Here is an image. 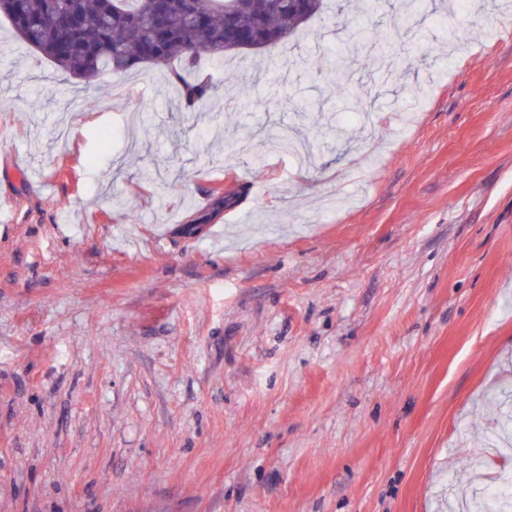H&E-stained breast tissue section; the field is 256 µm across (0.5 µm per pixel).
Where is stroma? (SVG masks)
<instances>
[{
	"label": "stroma",
	"instance_id": "obj_1",
	"mask_svg": "<svg viewBox=\"0 0 512 512\" xmlns=\"http://www.w3.org/2000/svg\"><path fill=\"white\" fill-rule=\"evenodd\" d=\"M352 2L196 120L0 17V512H482L512 469V0ZM340 50L342 99L288 67ZM395 40L394 33L382 34L369 39L365 38L360 32L355 35V43L370 45L380 62H383L385 58L394 59L398 57Z\"/></svg>",
	"mask_w": 512,
	"mask_h": 512
}]
</instances>
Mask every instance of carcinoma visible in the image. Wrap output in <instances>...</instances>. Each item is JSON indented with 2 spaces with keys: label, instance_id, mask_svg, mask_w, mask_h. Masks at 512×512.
Returning a JSON list of instances; mask_svg holds the SVG:
<instances>
[{
  "label": "carcinoma",
  "instance_id": "cac0c4a2",
  "mask_svg": "<svg viewBox=\"0 0 512 512\" xmlns=\"http://www.w3.org/2000/svg\"><path fill=\"white\" fill-rule=\"evenodd\" d=\"M325 0H0L19 39L88 86L121 79L149 64L169 72L179 111L200 112L217 96L200 67L243 49L286 43L320 14ZM393 33L368 44L379 61L398 57ZM336 94L347 87L345 60H331Z\"/></svg>",
  "mask_w": 512,
  "mask_h": 512
}]
</instances>
